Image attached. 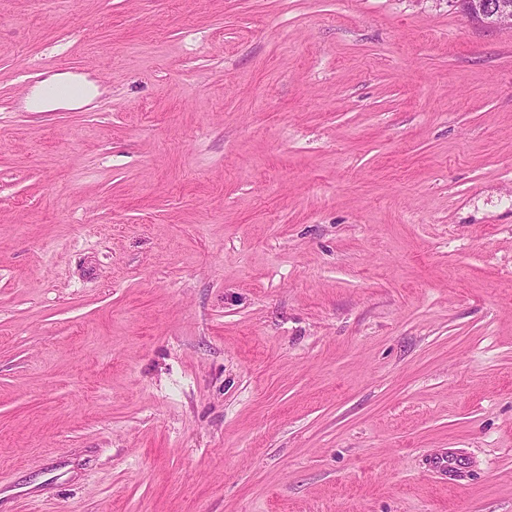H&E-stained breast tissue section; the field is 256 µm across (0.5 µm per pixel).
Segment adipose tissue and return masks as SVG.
<instances>
[{"label": "adipose tissue", "mask_w": 512, "mask_h": 512, "mask_svg": "<svg viewBox=\"0 0 512 512\" xmlns=\"http://www.w3.org/2000/svg\"><path fill=\"white\" fill-rule=\"evenodd\" d=\"M99 94L98 86L85 77L57 73L43 79L26 96L24 106L31 112L55 108L82 109Z\"/></svg>", "instance_id": "ef3b65f1"}]
</instances>
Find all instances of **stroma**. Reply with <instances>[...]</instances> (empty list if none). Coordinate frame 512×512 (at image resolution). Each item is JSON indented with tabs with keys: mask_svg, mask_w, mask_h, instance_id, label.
Wrapping results in <instances>:
<instances>
[{
	"mask_svg": "<svg viewBox=\"0 0 512 512\" xmlns=\"http://www.w3.org/2000/svg\"><path fill=\"white\" fill-rule=\"evenodd\" d=\"M0 512H512V27L0 0ZM68 89L69 93H58ZM99 95V87L85 77L69 73H57L43 79L26 96L24 106L31 112H43L55 108L82 109Z\"/></svg>",
	"mask_w": 512,
	"mask_h": 512,
	"instance_id": "obj_1",
	"label": "stroma"
}]
</instances>
